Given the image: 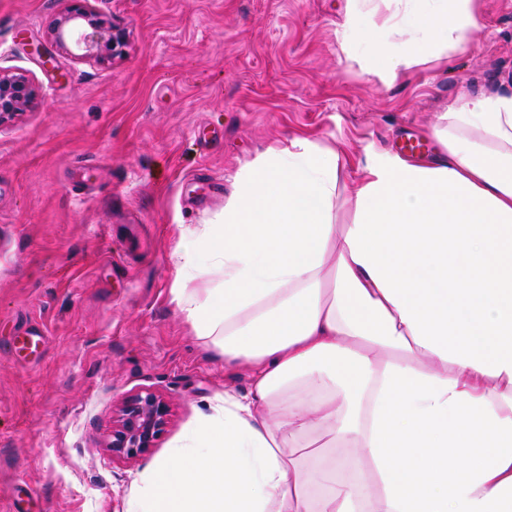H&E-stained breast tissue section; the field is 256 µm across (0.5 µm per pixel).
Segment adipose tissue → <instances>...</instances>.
Here are the masks:
<instances>
[{"instance_id": "adipose-tissue-1", "label": "adipose tissue", "mask_w": 512, "mask_h": 512, "mask_svg": "<svg viewBox=\"0 0 512 512\" xmlns=\"http://www.w3.org/2000/svg\"><path fill=\"white\" fill-rule=\"evenodd\" d=\"M474 0H347L337 32L389 81L468 46ZM442 154L302 137L179 245L177 301L248 371L129 512H512V93L437 114Z\"/></svg>"}]
</instances>
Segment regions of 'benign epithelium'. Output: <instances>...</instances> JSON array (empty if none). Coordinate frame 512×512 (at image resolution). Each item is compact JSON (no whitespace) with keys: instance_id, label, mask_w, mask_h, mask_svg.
Masks as SVG:
<instances>
[{"instance_id":"benign-epithelium-1","label":"benign epithelium","mask_w":512,"mask_h":512,"mask_svg":"<svg viewBox=\"0 0 512 512\" xmlns=\"http://www.w3.org/2000/svg\"><path fill=\"white\" fill-rule=\"evenodd\" d=\"M54 41L76 59L105 63L112 59V45H122L126 32L104 35V22L88 5L75 0L67 14L55 23ZM35 89L24 74L0 72V125L31 106ZM170 422L166 400L150 389L125 398L112 424V440L107 448L112 459L130 462L146 454Z\"/></svg>"}]
</instances>
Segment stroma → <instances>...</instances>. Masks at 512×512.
I'll list each match as a JSON object with an SVG mask.
<instances>
[{"label": "stroma", "instance_id": "stroma-1", "mask_svg": "<svg viewBox=\"0 0 512 512\" xmlns=\"http://www.w3.org/2000/svg\"><path fill=\"white\" fill-rule=\"evenodd\" d=\"M71 0H0V71L32 108L0 126V512H127L131 490L246 373L195 336L175 298L182 238L239 173L295 136L439 152L436 112L512 92V0H477L471 44L393 83L336 38L346 0H93L128 33L111 61L52 35ZM41 332L34 350L17 336ZM171 421L136 461L106 450L123 399Z\"/></svg>", "mask_w": 512, "mask_h": 512}]
</instances>
